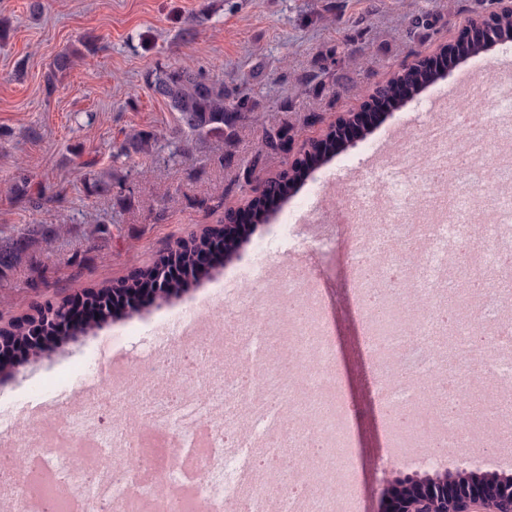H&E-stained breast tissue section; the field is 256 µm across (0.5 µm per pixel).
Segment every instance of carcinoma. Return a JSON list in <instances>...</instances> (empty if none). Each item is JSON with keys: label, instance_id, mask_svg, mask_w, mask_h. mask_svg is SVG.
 Listing matches in <instances>:
<instances>
[{"label": "carcinoma", "instance_id": "obj_1", "mask_svg": "<svg viewBox=\"0 0 512 512\" xmlns=\"http://www.w3.org/2000/svg\"><path fill=\"white\" fill-rule=\"evenodd\" d=\"M485 24L493 25V35L502 42H512V14L493 13L485 19ZM95 44L91 40L81 42V47H74L56 55L51 71L54 74L69 70L74 57L83 52H92ZM442 63L437 64L432 58H425L404 68L387 83L376 90L378 94L387 95L392 106L400 100L396 98L399 85L410 88V95L419 94L422 89L444 76V64L448 61V49L439 53ZM335 60L328 57L320 59L317 66L301 77L304 92L314 93L325 88L332 76ZM145 83L153 94L165 100L170 108L177 112L178 126L174 132L172 145L174 152L184 151L194 142L211 137L224 139L231 145L240 128L252 124L260 127L261 135L254 153L244 158L237 165L232 183L244 190L251 186L259 176V170L266 160L273 156L286 155L293 150L297 130L288 120V103L280 105L279 114L267 117L258 112L259 102L254 89L240 85L232 87L222 81L204 78L194 70L180 65H160L145 74ZM158 142L152 132H119L113 139L112 157L119 160L132 154H149ZM336 127L331 126L322 138L304 143L297 151V160L267 181L263 208L253 214L251 225L236 233L217 227L191 237L190 241L179 246L174 252L175 262L181 267V275L176 279H166L158 293V299L167 301L179 296L188 288L209 275V270L199 266L198 252L208 249L218 240H224V257L229 258L250 240L258 226L270 223L272 217L280 210L291 190L303 183L314 167L320 165L336 153ZM125 175L116 168H110L91 174L85 180L83 189L89 197L104 195L122 196ZM9 192L18 200L32 208H39L50 197L43 189L33 190L28 178L21 177L9 187ZM66 231L62 225L49 230L38 224H28L21 231L0 237V278L8 276L29 256L31 248L37 244L46 252L53 250L56 237Z\"/></svg>", "mask_w": 512, "mask_h": 512}]
</instances>
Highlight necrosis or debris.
Segmentation results:
<instances>
[{
	"label": "necrosis or debris",
	"instance_id": "obj_1",
	"mask_svg": "<svg viewBox=\"0 0 512 512\" xmlns=\"http://www.w3.org/2000/svg\"><path fill=\"white\" fill-rule=\"evenodd\" d=\"M501 78H476L462 107L448 106L455 143L411 138L381 171L351 187L340 207L365 231L350 243L349 280L361 309L366 350L378 364L410 362L413 376L380 389L392 450L470 445L474 418L495 428V447L512 445L503 428L512 406V329L499 327L495 303L512 285V198L488 184L482 105L502 98ZM429 250L415 258L412 241ZM480 245L481 264L472 260ZM482 279L488 300L468 317V280ZM234 330L215 321L241 362L229 374L213 343L188 341L162 355L150 343L136 377L100 388L63 415L61 437L83 442L93 458L78 467L49 450L40 461L16 431L0 454V498L16 512H355L338 497L353 481L354 434L334 371L335 350L316 292L297 273L275 289H234ZM497 357L494 396L476 394L471 373L486 348ZM134 416L147 439L119 444L120 416ZM295 481L277 496L259 474Z\"/></svg>",
	"mask_w": 512,
	"mask_h": 512
}]
</instances>
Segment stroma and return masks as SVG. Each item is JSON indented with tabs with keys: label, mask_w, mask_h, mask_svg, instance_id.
<instances>
[{
	"label": "stroma",
	"mask_w": 512,
	"mask_h": 512,
	"mask_svg": "<svg viewBox=\"0 0 512 512\" xmlns=\"http://www.w3.org/2000/svg\"><path fill=\"white\" fill-rule=\"evenodd\" d=\"M0 0V20L11 27L0 42V230L16 225H67L53 252H36L34 270H21L0 285V327L34 313L47 300L75 298L100 285H115L158 260L177 238L215 226L228 211L250 203L251 194L229 180L259 140L243 127L233 147L213 138L175 154L167 137L177 114L148 89L146 71L157 63H185L204 77L232 85L250 82L262 112L281 102L299 140L321 136L336 117L360 111L374 89L416 57L436 55L456 43L476 15L499 10L498 0ZM430 14L431 29L412 28ZM94 36L97 49L52 75L62 50ZM334 53L335 79L319 93H302L299 76ZM472 58L452 64L436 83L404 101L362 138L343 144L231 260L168 303H151L133 316L110 321L94 333L64 339L48 357L28 356L0 379V420L23 422L25 431L55 429L65 409L79 399L74 373L99 360L108 345L113 369L133 364L136 350L154 328L181 310L202 319L232 298L241 274L272 279L291 259L305 261L300 277L315 288L329 323L336 369L353 409V495L357 512H375L384 476L415 475L412 461L389 455L375 408L380 378L362 346V326L346 270L350 223L336 219L345 190L373 171L371 145L387 147L391 133L416 136L420 103L448 96ZM320 123L307 124L310 113ZM147 130L158 137L150 154L112 158L118 131ZM118 167L130 194L87 197L89 170ZM25 176L52 200L33 209L7 187ZM113 224L112 239L97 247L94 225Z\"/></svg>",
	"instance_id": "35a3bbf8"
}]
</instances>
